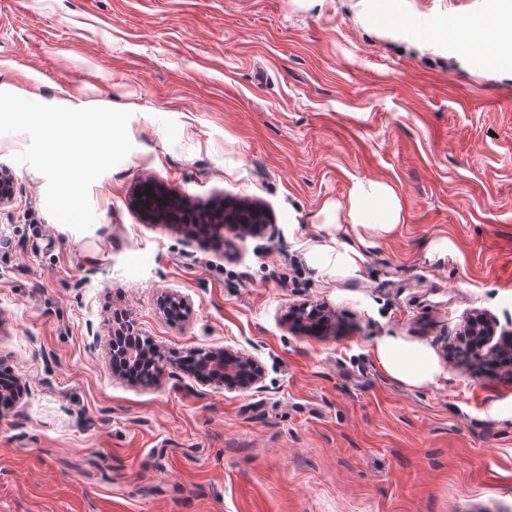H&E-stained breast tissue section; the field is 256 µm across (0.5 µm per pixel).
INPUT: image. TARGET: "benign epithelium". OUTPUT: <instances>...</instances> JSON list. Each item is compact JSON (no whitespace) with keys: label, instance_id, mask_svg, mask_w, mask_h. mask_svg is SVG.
Here are the masks:
<instances>
[{"label":"benign epithelium","instance_id":"obj_1","mask_svg":"<svg viewBox=\"0 0 512 512\" xmlns=\"http://www.w3.org/2000/svg\"><path fill=\"white\" fill-rule=\"evenodd\" d=\"M147 190L151 195L145 194ZM134 206L150 224H180L185 199L153 184L138 192ZM206 222L218 225L220 230L228 224L238 233L248 235L267 223V216L263 209L246 205L211 215ZM333 319V313L316 305H298L288 313L290 328L300 332L327 331ZM458 342L467 346L476 361L506 367L512 373V333H497L496 322L487 315L473 313L467 316ZM191 361V366L180 361L173 362V365L203 384L222 383L228 390H248L261 381V375L255 369V359L241 351L227 347L198 349L192 354Z\"/></svg>","mask_w":512,"mask_h":512}]
</instances>
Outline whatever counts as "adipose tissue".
Returning a JSON list of instances; mask_svg holds the SVG:
<instances>
[{"label": "adipose tissue", "instance_id": "obj_1", "mask_svg": "<svg viewBox=\"0 0 512 512\" xmlns=\"http://www.w3.org/2000/svg\"><path fill=\"white\" fill-rule=\"evenodd\" d=\"M435 40L462 43L485 55H512V39L504 37L502 23L496 18L456 22L453 28L437 30ZM320 215L323 224L335 227L338 235L335 247L325 254L327 261L351 273L360 271L363 256L345 242V235L362 228L385 235L403 221L399 196L382 181L355 182L346 202H324ZM372 351L386 375L406 386L433 384L444 374L434 350L423 342L397 335L379 336Z\"/></svg>", "mask_w": 512, "mask_h": 512}]
</instances>
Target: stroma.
I'll return each instance as SVG.
<instances>
[{
	"label": "stroma",
	"instance_id": "1",
	"mask_svg": "<svg viewBox=\"0 0 512 512\" xmlns=\"http://www.w3.org/2000/svg\"><path fill=\"white\" fill-rule=\"evenodd\" d=\"M381 0H0V91L129 111L132 150L90 187L86 232L14 163L0 207V512H512V374L457 346L472 311L512 331V67L375 23ZM414 19L481 0H398ZM153 179L210 208L255 202L264 234L206 238L130 203ZM384 181L404 220L363 231V269L316 265L324 201ZM190 306L166 318L169 294ZM336 313L295 333L290 306ZM153 344L148 383L115 375L116 314ZM429 344L446 375L406 387L377 336ZM251 354L262 385L171 361Z\"/></svg>",
	"mask_w": 512,
	"mask_h": 512
}]
</instances>
